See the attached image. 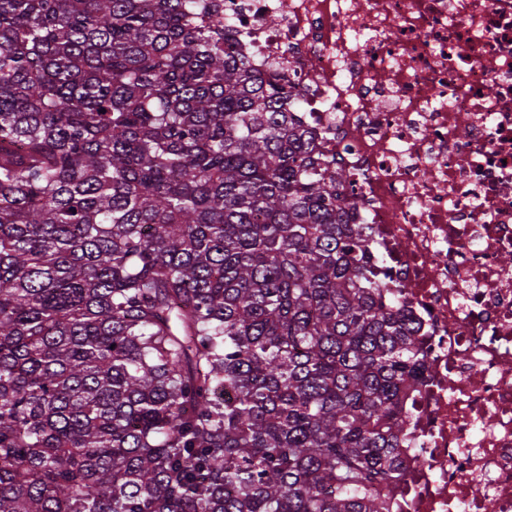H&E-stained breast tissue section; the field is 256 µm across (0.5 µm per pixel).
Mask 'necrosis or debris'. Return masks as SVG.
Wrapping results in <instances>:
<instances>
[{
	"mask_svg": "<svg viewBox=\"0 0 512 512\" xmlns=\"http://www.w3.org/2000/svg\"><path fill=\"white\" fill-rule=\"evenodd\" d=\"M420 325L387 512H512V0H223Z\"/></svg>",
	"mask_w": 512,
	"mask_h": 512,
	"instance_id": "obj_1",
	"label": "necrosis or debris"
}]
</instances>
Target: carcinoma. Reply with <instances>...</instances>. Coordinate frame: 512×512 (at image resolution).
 I'll return each mask as SVG.
<instances>
[{"label":"carcinoma","instance_id":"obj_1","mask_svg":"<svg viewBox=\"0 0 512 512\" xmlns=\"http://www.w3.org/2000/svg\"><path fill=\"white\" fill-rule=\"evenodd\" d=\"M215 0H0V512H386L413 322Z\"/></svg>","mask_w":512,"mask_h":512}]
</instances>
